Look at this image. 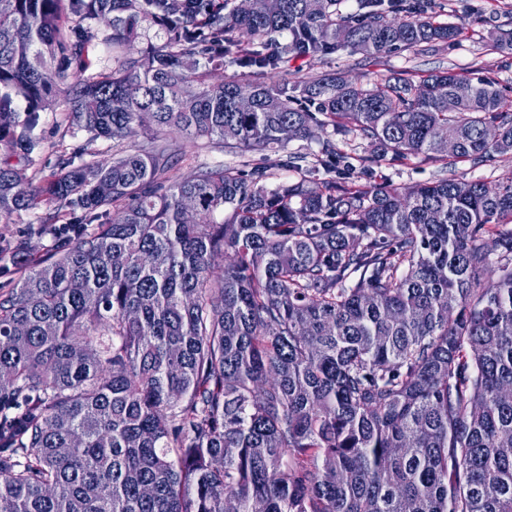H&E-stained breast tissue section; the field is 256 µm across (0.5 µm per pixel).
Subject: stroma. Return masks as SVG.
Listing matches in <instances>:
<instances>
[{"mask_svg":"<svg viewBox=\"0 0 512 512\" xmlns=\"http://www.w3.org/2000/svg\"><path fill=\"white\" fill-rule=\"evenodd\" d=\"M428 8L442 21L462 27L458 40L394 51L377 63L340 52L312 61L293 62L289 68L316 75L343 72L349 78L369 84L393 74L417 79L436 69L478 71L497 80L506 94L512 96V54L495 46L498 32L512 31V0H429ZM37 134L41 139L40 147L28 159L14 155L0 144V163L8 162L35 185L57 172L59 159L71 156L79 147L89 148L100 160L112 155L111 142L95 140L86 131L69 128L66 114L57 104L42 112ZM381 173L392 187L401 190L446 175L440 165L416 159L382 167Z\"/></svg>","mask_w":512,"mask_h":512,"instance_id":"1","label":"stroma"}]
</instances>
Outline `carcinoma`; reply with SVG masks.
<instances>
[{
	"label": "carcinoma",
	"mask_w": 512,
	"mask_h": 512,
	"mask_svg": "<svg viewBox=\"0 0 512 512\" xmlns=\"http://www.w3.org/2000/svg\"><path fill=\"white\" fill-rule=\"evenodd\" d=\"M277 2L0 0V142L35 152L45 105L90 67L89 21L112 69L64 104L116 142L37 186L0 165L1 219L69 215L61 237L31 224L54 249L0 288V512H512V176L353 178L512 154V100L451 69L290 78L461 29L390 18L394 0ZM285 128L372 152L356 167L328 140L310 162ZM175 133L260 162L176 178ZM273 167L298 179L270 186ZM377 173L387 178L392 187L404 190L418 183L450 176L453 172L442 170L439 164L421 162L419 159L412 158L392 166H383L377 169Z\"/></svg>",
	"instance_id": "carcinoma-1"
}]
</instances>
